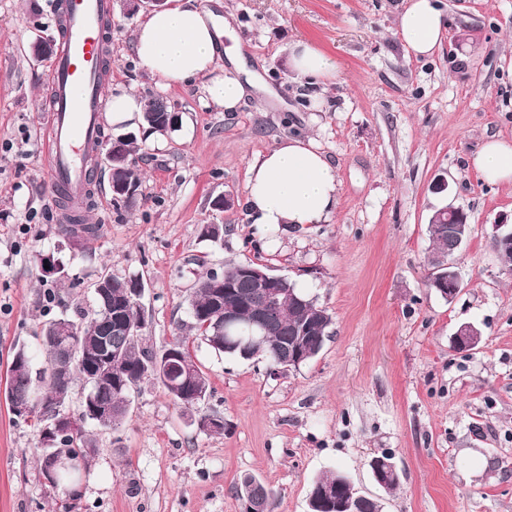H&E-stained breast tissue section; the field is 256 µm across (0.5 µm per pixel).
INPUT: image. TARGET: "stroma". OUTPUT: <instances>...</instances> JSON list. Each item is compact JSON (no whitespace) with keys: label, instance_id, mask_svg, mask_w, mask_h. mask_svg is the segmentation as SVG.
<instances>
[{"label":"stroma","instance_id":"1","mask_svg":"<svg viewBox=\"0 0 512 512\" xmlns=\"http://www.w3.org/2000/svg\"><path fill=\"white\" fill-rule=\"evenodd\" d=\"M218 1L232 16L224 46L248 83L233 112L206 104L199 81L161 90L133 52L139 14L112 0L103 90L163 96L179 123L142 143L134 200L95 206L86 219L100 232L76 245L57 232L43 163L48 64L31 50L57 38L59 0H0V386L16 346L44 365L36 332L89 303L98 276H131L144 288L147 345L188 336L210 392L185 411L141 382L122 427L95 429L74 512H244L247 476L272 490L268 512H308L312 483L330 470L384 512H512V274L491 240L493 225H512V186L469 163L486 140H512V0H439L448 31L426 59L395 32L407 0H198ZM298 39L342 65L329 111L313 110L312 87L288 66ZM287 135L317 141L341 190L328 222L271 244L246 218L247 170ZM441 175L448 190L437 193ZM220 196L229 207L215 208ZM446 205L471 224L450 301L427 286L428 223ZM206 224L224 225L223 240L203 238ZM45 256L66 278L45 276ZM251 261L333 317L299 369L217 355L190 328L198 273ZM464 323L483 336L460 352L452 336ZM208 415L223 417V433L199 429ZM40 448L35 419L15 418L0 397V512H63L38 474ZM384 453L400 473L390 491L369 467Z\"/></svg>","mask_w":512,"mask_h":512}]
</instances>
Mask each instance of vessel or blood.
<instances>
[{
    "mask_svg": "<svg viewBox=\"0 0 512 512\" xmlns=\"http://www.w3.org/2000/svg\"><path fill=\"white\" fill-rule=\"evenodd\" d=\"M110 0H61L59 44L49 65L45 168L54 200L79 204L97 186L89 158L104 99L103 22Z\"/></svg>",
    "mask_w": 512,
    "mask_h": 512,
    "instance_id": "vessel-or-blood-1",
    "label": "vessel or blood"
}]
</instances>
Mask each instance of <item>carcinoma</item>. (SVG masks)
I'll use <instances>...</instances> for the list:
<instances>
[{
  "mask_svg": "<svg viewBox=\"0 0 512 512\" xmlns=\"http://www.w3.org/2000/svg\"><path fill=\"white\" fill-rule=\"evenodd\" d=\"M151 116L143 117V126L148 128L155 119L172 121L177 124L178 116L173 113L162 98L153 97L148 100ZM59 232L73 238L80 235L94 236L98 226L85 223L84 211L80 210L72 215L69 223L59 226ZM255 267L257 263L232 264L224 267L225 288L220 296L222 305L234 311L238 316L235 326L226 330L218 339L214 340L212 349L240 360L262 358L271 365L282 369L288 368V350L297 337L305 339V344L311 347H323L328 330L332 324V316L328 310L312 300L303 289L296 287L290 281L281 286L283 301L279 309V319L262 332L265 340L258 347L250 350H241V344L247 341L251 329L250 310L244 304L245 295L252 289V281L246 275L244 268ZM210 273L200 276L195 288L189 295V313L192 318V328L201 332L205 338L216 332L213 325H205L211 315L215 304L214 293L209 288ZM294 289L296 297L311 302L307 308L300 306L295 300H288V289ZM93 308L86 310L75 307L73 316L68 318L71 325L77 328L78 334L91 340L107 334V323L111 317L122 314L129 319L136 317V310L128 304L123 292L112 291L107 295L93 294ZM54 322L50 321L41 329L38 336L40 345L47 355V366L41 370L34 369L29 349L25 345L15 348L9 366L5 395L8 404L20 400L29 404L28 415L36 418L37 424L43 425L40 430V443L43 453L38 459L39 473H44L49 461L55 454L63 449L77 446L86 449L84 463H89L95 453L96 441L87 426L94 425L102 428L116 429L120 427L128 416L130 410V395L135 388L146 378L159 383L171 401L184 408L196 405L191 394L197 390L208 391L209 382L206 374L198 364H193V381L186 384L179 378L163 377L160 371L148 369V363L155 357V353L144 345L142 330L122 336L113 332L111 336L112 350L120 353V364L116 370L115 380L100 387L95 396V405H105L111 408V413L96 415L91 411L87 400H82L80 411V426L76 431V438L60 446L45 444L46 433L52 427L51 416H59L66 411L69 405L73 385L75 382L85 383V370H77L66 378H61L52 370L54 357V344L52 342ZM79 471L58 472L56 483L51 485L54 490H61L72 500L79 497L72 486L78 482ZM243 497H257L269 500L272 491L253 477H246L240 485Z\"/></svg>",
  "mask_w": 512,
  "mask_h": 512,
  "instance_id": "carcinoma-1",
  "label": "carcinoma"
}]
</instances>
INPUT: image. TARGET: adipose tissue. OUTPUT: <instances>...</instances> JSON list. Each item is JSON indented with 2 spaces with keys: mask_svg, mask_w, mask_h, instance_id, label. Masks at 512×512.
Masks as SVG:
<instances>
[{
  "mask_svg": "<svg viewBox=\"0 0 512 512\" xmlns=\"http://www.w3.org/2000/svg\"><path fill=\"white\" fill-rule=\"evenodd\" d=\"M438 0H408L398 17V32L414 57L432 54L444 34ZM225 19L195 0H170L148 13L133 32L140 65L169 89L204 80L208 101L235 111L245 96L241 80L220 72ZM293 73L310 86L323 88L337 76L339 65L310 42H294L288 52ZM472 166L487 180L512 184V142L492 138L471 157ZM340 181L318 143L288 136L249 165L245 206L247 218L275 238L291 228L320 224L336 212Z\"/></svg>",
  "mask_w": 512,
  "mask_h": 512,
  "instance_id": "adipose-tissue-1",
  "label": "adipose tissue"
}]
</instances>
